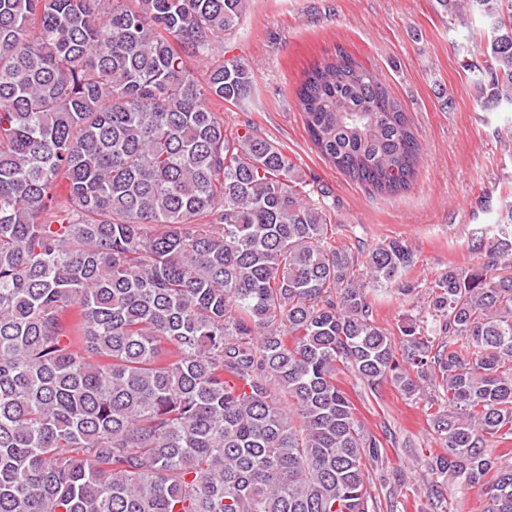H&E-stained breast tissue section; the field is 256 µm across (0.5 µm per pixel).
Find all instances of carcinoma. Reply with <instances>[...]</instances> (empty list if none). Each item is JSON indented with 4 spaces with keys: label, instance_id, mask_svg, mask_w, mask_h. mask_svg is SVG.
<instances>
[{
    "label": "carcinoma",
    "instance_id": "obj_1",
    "mask_svg": "<svg viewBox=\"0 0 512 512\" xmlns=\"http://www.w3.org/2000/svg\"><path fill=\"white\" fill-rule=\"evenodd\" d=\"M490 33L485 107L512 112V0H436ZM249 0H0V512H375L365 431L339 376L427 384L451 474L512 512V207L487 261L450 268L401 346L370 292L411 297L397 240L336 246L333 203L216 107L200 80ZM314 146L379 194L421 157L401 102L338 53L297 89ZM66 181V201L56 199Z\"/></svg>",
    "mask_w": 512,
    "mask_h": 512
}]
</instances>
